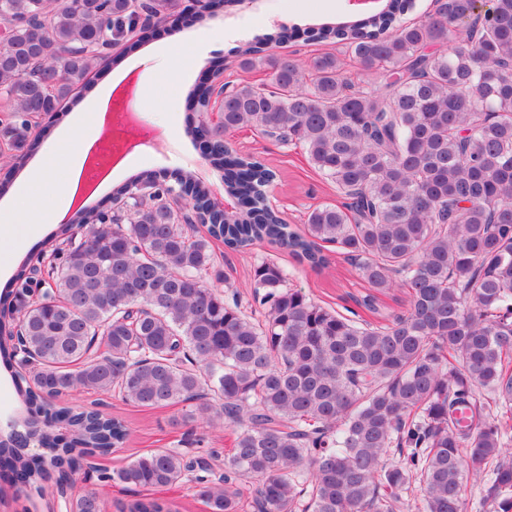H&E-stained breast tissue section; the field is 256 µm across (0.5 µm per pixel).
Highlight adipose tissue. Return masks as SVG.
Listing matches in <instances>:
<instances>
[{"label": "adipose tissue", "instance_id": "ef3b65f1", "mask_svg": "<svg viewBox=\"0 0 512 512\" xmlns=\"http://www.w3.org/2000/svg\"><path fill=\"white\" fill-rule=\"evenodd\" d=\"M98 136V115L92 112L87 114L83 122L72 126L43 156L36 172L17 187L19 204L11 210L0 212L1 257H10L19 227L34 230L41 225L58 222L65 216L87 150ZM61 153L71 157L69 167L63 171L56 166V158Z\"/></svg>", "mask_w": 512, "mask_h": 512}]
</instances>
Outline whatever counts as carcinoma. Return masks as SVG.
<instances>
[{"label":"carcinoma","mask_w":512,"mask_h":512,"mask_svg":"<svg viewBox=\"0 0 512 512\" xmlns=\"http://www.w3.org/2000/svg\"><path fill=\"white\" fill-rule=\"evenodd\" d=\"M205 20L238 0H198ZM175 0H147L160 20ZM414 0L356 23L273 31L234 50L243 70L269 80L225 94L223 122L189 121L207 136L206 160L236 200L217 210L192 174L144 171L139 207L106 218L79 210L85 239L49 265L15 272L0 318V367L35 364L17 387L24 429L40 452L0 442V477L45 494L88 454L127 437L117 420L46 397L118 395L153 409L191 403L184 416L235 432L224 475L176 448L136 455L100 475L108 486L172 487L190 478L209 512H512V0H435L403 20ZM135 0H0L10 50L0 55V141L17 167L39 141L32 119L66 116L92 72L112 60L99 41L132 25ZM301 35L343 43L381 88L365 92L325 53L307 61L268 52ZM243 127L302 148L336 189L338 204L312 208L303 229L267 203L275 172L226 139ZM208 228L190 240L171 201L174 186ZM237 250L269 241L315 272L329 246L367 286L343 315L288 286L275 262L254 267L250 288L264 320L237 296L206 285L215 270L210 239ZM400 291L402 311L382 297ZM104 338L106 352L94 349ZM479 497L466 495L468 484ZM101 493L70 512H101ZM128 512H177L161 498Z\"/></svg>","instance_id":"cac0c4a2"}]
</instances>
